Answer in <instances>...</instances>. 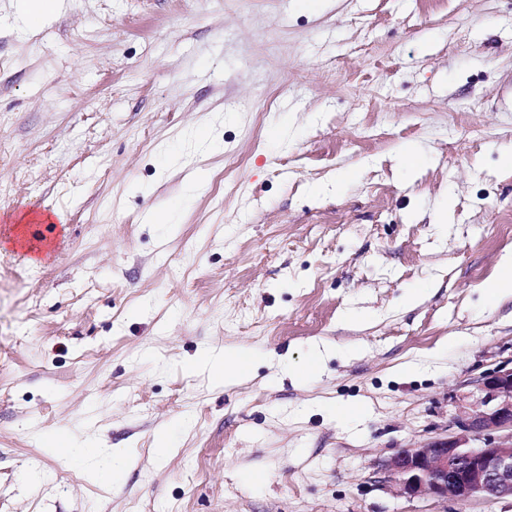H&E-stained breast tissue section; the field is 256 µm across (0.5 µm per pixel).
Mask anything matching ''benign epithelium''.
<instances>
[{
	"mask_svg": "<svg viewBox=\"0 0 512 512\" xmlns=\"http://www.w3.org/2000/svg\"><path fill=\"white\" fill-rule=\"evenodd\" d=\"M480 388L482 409L454 418L448 436L404 448L381 465L396 495L460 505L512 498V367L487 373Z\"/></svg>",
	"mask_w": 512,
	"mask_h": 512,
	"instance_id": "obj_1",
	"label": "benign epithelium"
}]
</instances>
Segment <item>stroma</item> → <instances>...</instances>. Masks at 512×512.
<instances>
[{
    "instance_id": "stroma-1",
    "label": "stroma",
    "mask_w": 512,
    "mask_h": 512,
    "mask_svg": "<svg viewBox=\"0 0 512 512\" xmlns=\"http://www.w3.org/2000/svg\"><path fill=\"white\" fill-rule=\"evenodd\" d=\"M17 3L0 512H444L380 466L512 362V0H59L34 35ZM205 349L257 360L215 386ZM490 302L512 294V252H506L500 259V273L481 287Z\"/></svg>"
}]
</instances>
